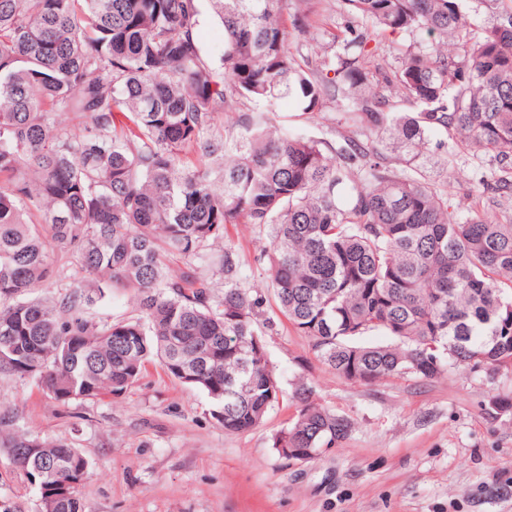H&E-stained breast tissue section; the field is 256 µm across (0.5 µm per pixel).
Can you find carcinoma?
Instances as JSON below:
<instances>
[{
  "mask_svg": "<svg viewBox=\"0 0 512 512\" xmlns=\"http://www.w3.org/2000/svg\"><path fill=\"white\" fill-rule=\"evenodd\" d=\"M210 2L220 73L199 0H0V375L68 405L123 395L155 360L208 397L224 433H248L279 396L259 329L267 291L352 383L511 366L512 0H338L361 26L332 35L343 54L314 67L291 50V0ZM310 14L296 0L293 26L309 31ZM373 33L412 38L397 68H362ZM386 86L410 111L389 110ZM238 99L253 109L214 142ZM290 100L301 117L335 102L336 142L279 120ZM433 134L498 169L491 196L451 202ZM236 224L269 229L265 292L241 285L224 246ZM56 252L82 277L49 295ZM175 256L219 266L224 289L172 270ZM112 293L138 316L89 320ZM487 406L505 415L512 396ZM352 428L303 381L273 448L310 461ZM0 447L37 478L40 512H81L79 449L2 406ZM202 21L198 32L199 39L205 50L209 53L212 66L221 69V50L224 45V30L216 19L211 16L208 0H199Z\"/></svg>",
  "mask_w": 512,
  "mask_h": 512,
  "instance_id": "carcinoma-1",
  "label": "carcinoma"
}]
</instances>
